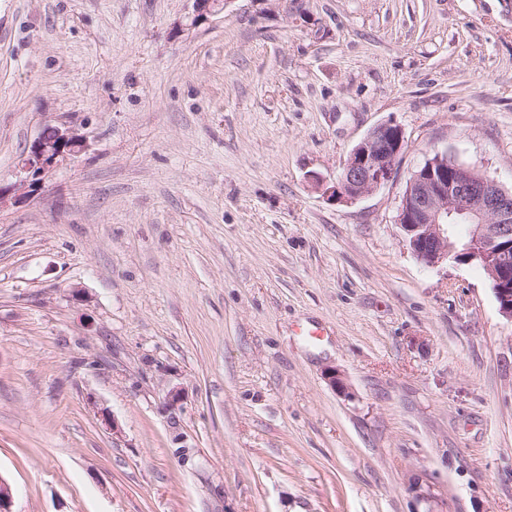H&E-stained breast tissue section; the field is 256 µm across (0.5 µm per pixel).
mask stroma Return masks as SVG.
Returning <instances> with one entry per match:
<instances>
[{"label": "stroma", "instance_id": "obj_1", "mask_svg": "<svg viewBox=\"0 0 512 512\" xmlns=\"http://www.w3.org/2000/svg\"><path fill=\"white\" fill-rule=\"evenodd\" d=\"M387 120L395 178L324 195ZM436 150L512 188V0H0L14 512H512V320L396 222ZM84 138L70 127H48L33 142L27 156L22 159L23 174L16 184L18 188L32 187L46 174L67 159L77 156L84 148Z\"/></svg>", "mask_w": 512, "mask_h": 512}]
</instances>
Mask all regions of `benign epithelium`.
Segmentation results:
<instances>
[{
  "label": "benign epithelium",
  "instance_id": "1",
  "mask_svg": "<svg viewBox=\"0 0 512 512\" xmlns=\"http://www.w3.org/2000/svg\"><path fill=\"white\" fill-rule=\"evenodd\" d=\"M84 148V138L70 127L45 129L22 159L17 187L34 186ZM405 148L403 129L389 120L373 127L348 154L332 185L313 180L328 197L353 202L391 181ZM397 224L413 255L427 266L449 260L479 264L491 281L499 311L512 319V189L467 167L448 164L436 151L413 174L402 196ZM469 225L462 242L452 226Z\"/></svg>",
  "mask_w": 512,
  "mask_h": 512
}]
</instances>
